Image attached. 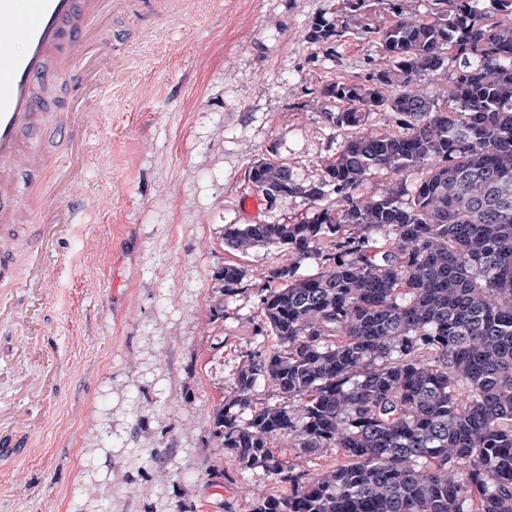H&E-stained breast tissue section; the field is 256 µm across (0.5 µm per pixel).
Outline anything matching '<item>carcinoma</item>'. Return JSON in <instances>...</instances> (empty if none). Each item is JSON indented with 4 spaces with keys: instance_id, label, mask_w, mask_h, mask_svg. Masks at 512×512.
<instances>
[{
    "instance_id": "cac0c4a2",
    "label": "carcinoma",
    "mask_w": 512,
    "mask_h": 512,
    "mask_svg": "<svg viewBox=\"0 0 512 512\" xmlns=\"http://www.w3.org/2000/svg\"><path fill=\"white\" fill-rule=\"evenodd\" d=\"M376 1L389 21L353 35L384 66L321 85L345 134L319 180L305 188L267 160L248 173L270 200L336 205L225 225L230 248L275 246L289 262L261 289L275 344L248 356L212 435L284 487L251 512H512V0H428L423 16L402 0L342 7L360 16ZM348 33L323 13L307 38L333 56ZM438 75L433 92L425 80ZM376 112L395 113L397 129L373 128ZM379 173L392 179L361 197ZM305 261L314 274L298 275ZM219 279L233 294L245 271L226 264ZM260 379L277 402L253 401ZM282 438L345 462L314 475L276 456Z\"/></svg>"
}]
</instances>
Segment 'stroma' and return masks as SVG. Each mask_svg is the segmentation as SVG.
<instances>
[{
	"instance_id": "1",
	"label": "stroma",
	"mask_w": 512,
	"mask_h": 512,
	"mask_svg": "<svg viewBox=\"0 0 512 512\" xmlns=\"http://www.w3.org/2000/svg\"><path fill=\"white\" fill-rule=\"evenodd\" d=\"M341 0H151L113 17L110 76L87 94L59 75L37 85L39 124L24 133L55 187L75 106L98 113L82 136L81 216L45 261L56 302L16 299L17 324H0V408L25 413L36 452L0 462V512H250L275 490L259 467L218 447L210 418L235 398L259 333L262 276L282 265L272 246H226L228 224H284L315 205L293 194L244 210L255 162L316 181L344 132L318 91L365 78L383 61L351 37L335 56L307 39L317 15ZM0 245L22 262L36 219L24 173ZM244 268L237 293L219 292L224 265ZM55 371L51 405L19 390L17 373Z\"/></svg>"
}]
</instances>
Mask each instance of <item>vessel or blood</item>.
Masks as SVG:
<instances>
[{
  "label": "vessel or blood",
  "instance_id": "1",
  "mask_svg": "<svg viewBox=\"0 0 512 512\" xmlns=\"http://www.w3.org/2000/svg\"><path fill=\"white\" fill-rule=\"evenodd\" d=\"M135 0H0V163L39 179L45 162L28 147L22 135L35 124L36 83L47 76L52 61L78 89L98 86L106 69L88 68L91 40L101 39L112 17L128 13ZM38 210L51 219L40 225L28 251L24 277L14 273L8 250L0 248V321L12 317L18 291L51 276L46 254L73 231L75 211L62 206L58 194L39 190ZM30 419L0 410V456L22 460L14 435L31 428Z\"/></svg>",
  "mask_w": 512,
  "mask_h": 512
}]
</instances>
